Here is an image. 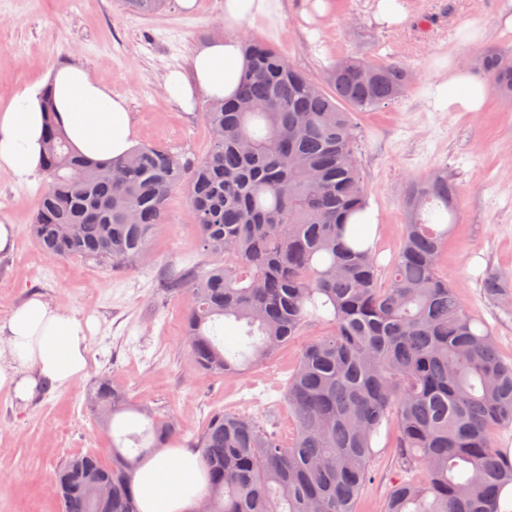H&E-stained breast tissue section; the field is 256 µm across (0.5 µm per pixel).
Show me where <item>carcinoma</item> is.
<instances>
[{"label":"carcinoma","mask_w":512,"mask_h":512,"mask_svg":"<svg viewBox=\"0 0 512 512\" xmlns=\"http://www.w3.org/2000/svg\"><path fill=\"white\" fill-rule=\"evenodd\" d=\"M237 97L206 106L212 144L196 164L162 146L108 165L79 154L45 102L43 172L49 179L29 234L49 256L133 267L149 254L168 196L186 189L204 251L226 262L163 277L189 297L183 332L198 371L233 376L268 359L330 315L332 332L302 349L284 394L296 430L288 443L266 423L214 411L185 438L173 417L130 403L105 375L85 406L101 426L129 414L112 462L94 448L54 472L58 512H141L135 469L161 448H187L205 477L202 512H354L371 480L381 428L397 429L398 481L383 512H500L512 463L490 431L512 425V365L492 331L464 311L438 272L455 221L448 173L409 183L405 235L385 281L372 248L344 242L366 201L353 113L397 102L413 83L398 63L347 57L322 83L262 41ZM492 90L512 98V59L474 57ZM498 299L512 292L484 277ZM242 324L231 344L224 323Z\"/></svg>","instance_id":"obj_1"}]
</instances>
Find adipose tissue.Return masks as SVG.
Segmentation results:
<instances>
[{"instance_id":"1","label":"adipose tissue","mask_w":512,"mask_h":512,"mask_svg":"<svg viewBox=\"0 0 512 512\" xmlns=\"http://www.w3.org/2000/svg\"><path fill=\"white\" fill-rule=\"evenodd\" d=\"M274 0H224L225 34L197 49L189 71H170L164 79L166 98L189 111L196 99L233 97L248 67L235 31L268 15ZM52 93L56 118L73 148L96 161L126 156L136 146L127 103L112 94L105 80L79 63L61 65L15 94L0 110V166L18 182L29 181L44 154V95ZM487 86L462 67L440 74L435 107L451 112L481 111ZM91 321H81L33 297L0 326V390L22 401L40 388L72 382L87 367ZM184 449H167L140 466L132 479L143 512H192L204 486L202 473Z\"/></svg>"}]
</instances>
